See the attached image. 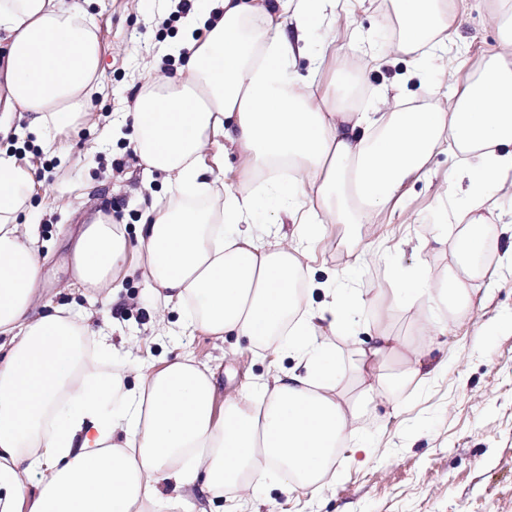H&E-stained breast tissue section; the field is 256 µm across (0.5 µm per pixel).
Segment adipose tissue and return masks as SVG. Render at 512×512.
I'll use <instances>...</instances> for the list:
<instances>
[{"label": "adipose tissue", "instance_id": "adipose-tissue-1", "mask_svg": "<svg viewBox=\"0 0 512 512\" xmlns=\"http://www.w3.org/2000/svg\"><path fill=\"white\" fill-rule=\"evenodd\" d=\"M404 52L445 47L462 18L453 0H392ZM285 5L257 10L252 0H192L179 35L165 47L180 59L172 74H145L132 114L134 149L147 169L172 177L182 200L151 207L135 239L96 212L72 251L74 278L87 289L108 285L131 242L146 253L144 278L180 313V331L246 337L289 357L272 384L214 409L215 382L185 357L138 375L135 385L86 369V344L112 346L65 307L34 312L41 265L37 239L19 216L33 171L0 156V505L8 512H191L180 489L198 484L213 497L247 489L265 472L282 494L318 488L339 451L362 435L346 386L378 389L435 373L438 362L384 328L403 311L416 319L463 316L475 276L468 255L482 246L484 216L469 205L461 218L462 253L448 281L415 270L411 287L390 265L389 287L373 298L360 289L315 281L299 255L326 224L353 227L398 206L408 180L424 175L439 151H452L464 173L488 182L512 173V62L492 51L458 94L454 111L401 107L374 115L344 102L311 109L310 91L289 70ZM0 131L17 112L47 140L54 124L89 115L101 76L97 27L82 5L62 0H0ZM236 142L252 178L288 166L262 196L218 190L198 160L212 131ZM223 193L224 206L208 198ZM297 220L295 245L281 244L268 222L281 202ZM322 302H313L314 292ZM372 306L369 343L353 341L350 369L322 339L348 336L357 309ZM42 475L26 497L24 475Z\"/></svg>", "mask_w": 512, "mask_h": 512}]
</instances>
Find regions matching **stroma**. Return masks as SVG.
<instances>
[{
    "label": "stroma",
    "instance_id": "stroma-1",
    "mask_svg": "<svg viewBox=\"0 0 512 512\" xmlns=\"http://www.w3.org/2000/svg\"><path fill=\"white\" fill-rule=\"evenodd\" d=\"M458 6L468 22L447 50L417 57L383 52L390 0H362L345 18L329 10L314 24L289 16L296 42L290 68L313 80L312 97L322 104L333 102L358 73L377 92L366 101L368 111L403 103L451 111L487 50L512 61V39L491 8L482 0H458ZM85 8L94 17L104 59L89 120L51 130L47 147L31 137L0 135V156L35 175L25 219L42 255L36 305L93 312L92 326L108 335L112 356L106 360L89 351L91 371L122 373L130 384L148 366L190 356L213 373L215 408L223 410L225 401L271 378L274 355H256L243 338L173 332L178 314L147 287L138 270L139 250L128 255L131 273H118L113 287L89 292L74 281L70 248L87 215L103 211L132 238L144 210L169 199L164 176L148 172L135 154L124 115L134 108L146 69L172 68L163 46L178 29L167 0H87ZM331 41L338 55L311 75L313 57ZM201 161L223 184L243 188L241 154L228 137L210 136ZM471 181L458 176L455 158L435 155L425 177L408 182L396 211L375 212L357 227V237L373 246L360 267H352L350 241L340 227L316 238L303 261L316 280L348 267L353 287L379 289L387 285L391 249L402 272L421 266L440 277L453 256L433 251L428 241L438 230L449 240L458 238ZM481 194L490 233L486 274L476 280L464 316L449 320L441 336L426 335L401 312L387 321L392 334L409 345L447 359V369L420 383L379 390L364 403V451L343 450L319 490L287 497L262 481L253 492L230 491L216 499L189 485L183 494L193 512H512V174L484 186Z\"/></svg>",
    "mask_w": 512,
    "mask_h": 512
}]
</instances>
